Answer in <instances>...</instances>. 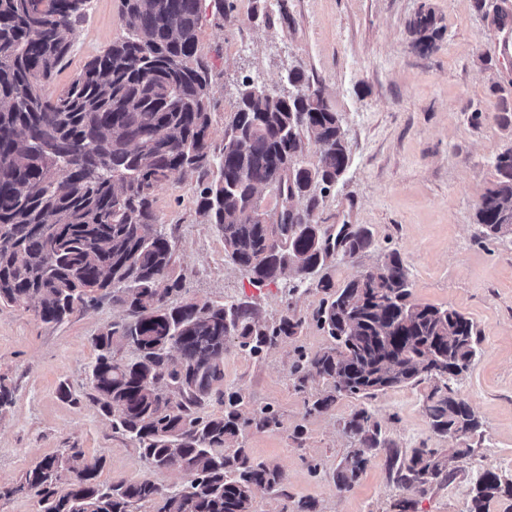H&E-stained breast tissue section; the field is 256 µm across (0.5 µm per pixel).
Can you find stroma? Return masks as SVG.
<instances>
[{"label": "stroma", "mask_w": 512, "mask_h": 512, "mask_svg": "<svg viewBox=\"0 0 512 512\" xmlns=\"http://www.w3.org/2000/svg\"><path fill=\"white\" fill-rule=\"evenodd\" d=\"M218 13L203 0L198 47L210 74L214 106L209 142L219 157L243 81L293 91L290 71H302L343 118L351 151L343 178L323 197L320 224L365 228L373 244L352 259L332 258L320 274L342 286L385 253L398 250L416 302L453 306L479 335L477 355L457 383L483 422L463 459L455 441L432 433L423 408L428 384L379 393L367 405L401 455L421 443L448 456L450 477L415 497L414 512H467L474 480L493 470L512 478V234L484 240L476 206L494 178L496 156L512 147V124L496 118L512 106V29L475 14L472 0H226ZM432 9L444 34L439 48L419 54L410 24ZM125 31L120 0H92L77 26L73 47L52 84L61 89L87 60L107 50ZM491 57L484 66L482 57ZM480 121H473L474 111ZM197 173L175 174L154 192V208L174 248L173 274L184 299L243 304L265 323L284 315L301 319L297 336L281 339L261 356L224 345L221 393L206 399L203 414L223 413V394L240 392L245 412L269 406L278 429L249 431L245 446L285 475L282 492L256 490L253 512H284L313 500L319 512H394L405 495L384 454H374L344 491L336 471L355 442L344 423L358 400L341 397L323 412L307 402L323 382L297 389L292 366L300 353L330 345L316 313L325 297L315 281L293 291L292 278L256 286L224 252V235L197 211ZM105 299L61 324L31 311L0 307V376L11 383V406L0 410V512H36L31 493L15 491L22 474L43 457L66 448L100 460L97 479L150 478L163 488L184 483L175 469L153 470L135 445L113 429L88 398L92 339L106 325L126 319Z\"/></svg>", "instance_id": "obj_1"}]
</instances>
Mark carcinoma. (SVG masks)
<instances>
[{"mask_svg": "<svg viewBox=\"0 0 512 512\" xmlns=\"http://www.w3.org/2000/svg\"><path fill=\"white\" fill-rule=\"evenodd\" d=\"M89 0H0V305L31 310L45 323L64 322L103 289L131 316L93 337L90 399L112 427L139 449L150 469L176 468L189 480L163 489L149 478L97 481L100 461L67 448L28 469L15 490L36 498L37 512H138L160 501L158 512H252L258 488L275 490L282 470L251 458L243 445L220 453L251 429L279 428L269 406L245 416L243 397L230 394L224 414L197 408L224 380V343L234 336L257 357L281 337L298 334L288 315L266 324L241 304L186 300L172 276V245L153 208L156 187L176 173L208 174L212 122L207 65L197 56L202 0H121L126 33L92 57L59 91L50 89L68 57ZM411 30L413 50L438 49L443 27L420 10ZM226 135L243 148L224 146L217 173L202 182L197 210L224 233L227 256L264 285L297 268L311 277L337 255L352 259L372 241L361 227L331 230L316 219L323 193L343 177L350 148L341 116L320 94L272 101L243 83ZM320 146L313 163L302 159L303 140ZM495 176L476 206L485 239L512 226V148L496 156ZM297 200L283 224H252L246 211L261 206V192ZM280 248L267 251L269 233ZM317 322L329 347L300 354L298 386L315 375L325 387L311 409L336 398L369 399L389 388L418 385L430 428L460 441L454 456L471 452L469 440L484 425L453 388L469 369L480 336L452 307L412 300L410 273L400 253H386L372 281L356 277L323 302ZM135 345L136 358L114 359L117 347ZM438 364L447 374L433 373ZM358 442L336 473V487L351 488L369 453L388 449L389 468L412 494L449 478L447 463L427 444L400 458L363 406L345 422ZM495 498L512 501V479L486 470L477 475L468 512H488Z\"/></svg>", "mask_w": 512, "mask_h": 512, "instance_id": "obj_1", "label": "carcinoma"}]
</instances>
